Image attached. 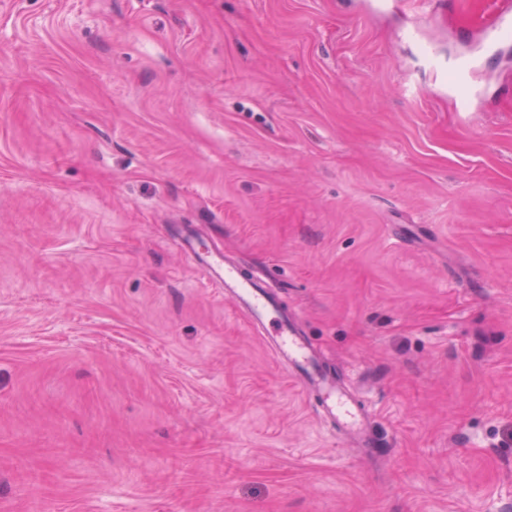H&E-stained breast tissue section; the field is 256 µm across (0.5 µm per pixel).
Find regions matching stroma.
Wrapping results in <instances>:
<instances>
[{"instance_id":"obj_1","label":"stroma","mask_w":512,"mask_h":512,"mask_svg":"<svg viewBox=\"0 0 512 512\" xmlns=\"http://www.w3.org/2000/svg\"><path fill=\"white\" fill-rule=\"evenodd\" d=\"M499 6L0 0V512H512V42L466 112L424 58ZM182 252L201 267L210 282L224 288L226 297L234 298L246 308L251 321L271 326L268 342L276 358L284 364L290 376L307 393L330 421L340 425L344 435L354 438L364 448H379L361 427L363 409L336 391L335 382L328 377L312 355L306 340L300 335L293 318L281 309L276 295L262 279L247 278L242 271L222 262L212 254L197 252L190 234L180 237Z\"/></svg>"}]
</instances>
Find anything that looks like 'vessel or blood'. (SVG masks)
I'll return each mask as SVG.
<instances>
[{"mask_svg": "<svg viewBox=\"0 0 512 512\" xmlns=\"http://www.w3.org/2000/svg\"><path fill=\"white\" fill-rule=\"evenodd\" d=\"M178 245L187 257L196 261L209 281L223 288L225 296L234 298L246 308L251 321L269 326L268 341L274 355L315 401L322 414L338 423L343 434L355 439L362 447H374V440L361 427L362 407L337 392L334 381L316 361L300 335L295 320L283 312L266 281L246 277L238 268L229 266L214 255L199 254L191 235H182Z\"/></svg>", "mask_w": 512, "mask_h": 512, "instance_id": "b4317fda", "label": "vessel or blood"}]
</instances>
